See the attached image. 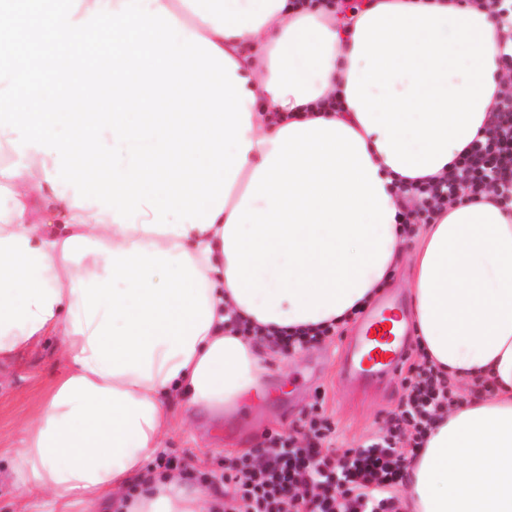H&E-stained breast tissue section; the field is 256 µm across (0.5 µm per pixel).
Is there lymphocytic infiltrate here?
Instances as JSON below:
<instances>
[{"mask_svg": "<svg viewBox=\"0 0 512 512\" xmlns=\"http://www.w3.org/2000/svg\"><path fill=\"white\" fill-rule=\"evenodd\" d=\"M396 215L414 229L458 200L492 195L512 203V92L499 91L490 125L452 162L446 177L412 188ZM401 379L403 395L359 447L339 450L336 427L312 404L288 434H264L258 448L224 462V512H401L408 463L460 396L423 347Z\"/></svg>", "mask_w": 512, "mask_h": 512, "instance_id": "lymphocytic-infiltrate-1", "label": "lymphocytic infiltrate"}]
</instances>
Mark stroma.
Here are the masks:
<instances>
[{
	"label": "stroma",
	"instance_id": "1",
	"mask_svg": "<svg viewBox=\"0 0 512 512\" xmlns=\"http://www.w3.org/2000/svg\"><path fill=\"white\" fill-rule=\"evenodd\" d=\"M353 326L314 347L279 351L265 381V396L251 401L232 419L215 420L202 411L175 409L171 431L162 451L191 471L222 474L224 459L255 449L264 433H288L315 400L337 427V446H360L395 409L401 386L351 392L341 385L340 354ZM62 369L59 342L48 339L0 363V512H20L23 501L6 475L10 451L24 427L32 423L40 404Z\"/></svg>",
	"mask_w": 512,
	"mask_h": 512
}]
</instances>
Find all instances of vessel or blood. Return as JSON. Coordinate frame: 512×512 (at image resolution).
I'll return each instance as SVG.
<instances>
[{
  "instance_id": "vessel-or-blood-1",
  "label": "vessel or blood",
  "mask_w": 512,
  "mask_h": 512,
  "mask_svg": "<svg viewBox=\"0 0 512 512\" xmlns=\"http://www.w3.org/2000/svg\"><path fill=\"white\" fill-rule=\"evenodd\" d=\"M405 321L404 304L397 298L368 314L348 345L344 375L367 383H395L411 350Z\"/></svg>"
}]
</instances>
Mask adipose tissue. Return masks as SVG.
I'll return each mask as SVG.
<instances>
[{
	"label": "adipose tissue",
	"instance_id": "adipose-tissue-1",
	"mask_svg": "<svg viewBox=\"0 0 512 512\" xmlns=\"http://www.w3.org/2000/svg\"><path fill=\"white\" fill-rule=\"evenodd\" d=\"M244 78L246 154L213 225L126 228L46 180L53 156L0 128V360L48 336L65 369L11 451L30 512H224L149 470L172 405L219 416L261 396L272 348L232 330L344 327L414 246L416 337L451 408L408 468L406 512H512V211L449 205L404 234L395 188L439 176L506 78L471 0H363L339 29L289 0H149Z\"/></svg>",
	"mask_w": 512,
	"mask_h": 512
}]
</instances>
